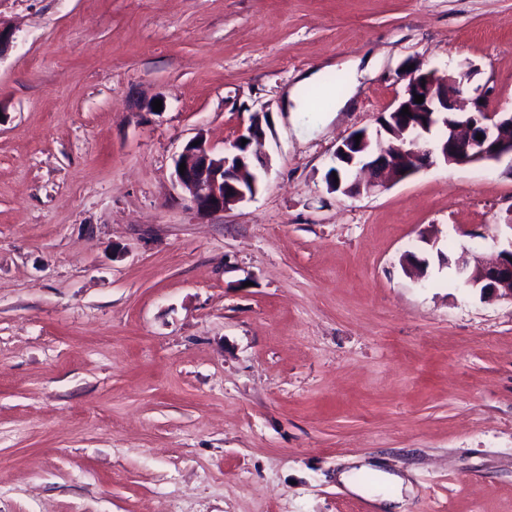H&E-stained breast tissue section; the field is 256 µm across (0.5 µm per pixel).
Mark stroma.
I'll use <instances>...</instances> for the list:
<instances>
[{
    "instance_id": "1",
    "label": "stroma",
    "mask_w": 512,
    "mask_h": 512,
    "mask_svg": "<svg viewBox=\"0 0 512 512\" xmlns=\"http://www.w3.org/2000/svg\"><path fill=\"white\" fill-rule=\"evenodd\" d=\"M0 27V512H378L355 458L409 484L396 512H512V303L453 265L512 247V165L325 182L404 64L511 111L512 0H0ZM354 55L349 106L292 123L288 86ZM261 111L258 193L201 219L178 154Z\"/></svg>"
}]
</instances>
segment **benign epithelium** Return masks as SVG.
Instances as JSON below:
<instances>
[{
    "instance_id": "benign-epithelium-1",
    "label": "benign epithelium",
    "mask_w": 512,
    "mask_h": 512,
    "mask_svg": "<svg viewBox=\"0 0 512 512\" xmlns=\"http://www.w3.org/2000/svg\"><path fill=\"white\" fill-rule=\"evenodd\" d=\"M475 74L471 66L450 73L425 70L419 64L408 69L409 80L402 97L385 114L388 123L373 132L357 130L336 148L335 172L325 177L328 190L342 188L351 197L370 194L439 161L459 166L512 161V111H488V92L480 87L474 89L469 101H464L460 78L471 80ZM416 95L424 96V102H414ZM405 106L409 113L403 115ZM268 122V113H252L243 134L247 143L238 138L230 150L222 153L215 152L201 131L185 144L175 167L184 163L186 170L175 172V176L179 184L193 190L192 205L200 217L206 219L227 211L257 194L261 185L258 169L267 168V164L250 147L264 137ZM437 126L445 128L446 133L438 141L427 139ZM479 134L480 140L476 139ZM357 135L361 139H355ZM345 180L353 181L354 187H343ZM456 271L465 285L480 289L483 299L512 302V249L502 251L494 263L463 262L457 264Z\"/></svg>"
}]
</instances>
